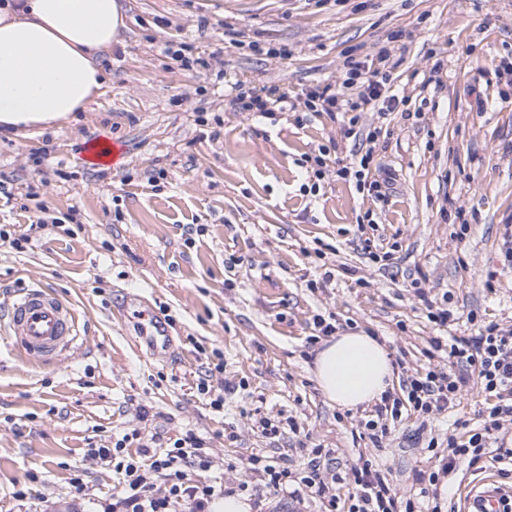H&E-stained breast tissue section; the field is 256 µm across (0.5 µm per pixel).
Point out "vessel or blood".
I'll return each instance as SVG.
<instances>
[{
  "label": "vessel or blood",
  "mask_w": 512,
  "mask_h": 512,
  "mask_svg": "<svg viewBox=\"0 0 512 512\" xmlns=\"http://www.w3.org/2000/svg\"><path fill=\"white\" fill-rule=\"evenodd\" d=\"M0 320L8 324V336L30 363L46 364L63 359L78 336L77 316L54 290L33 286L24 289L6 308ZM501 493L494 481L465 489L463 512H499Z\"/></svg>",
  "instance_id": "b4317fda"
}]
</instances>
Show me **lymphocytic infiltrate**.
Returning <instances> with one entry per match:
<instances>
[{"label": "lymphocytic infiltrate", "instance_id": "lymphocytic-infiltrate-1", "mask_svg": "<svg viewBox=\"0 0 512 512\" xmlns=\"http://www.w3.org/2000/svg\"><path fill=\"white\" fill-rule=\"evenodd\" d=\"M393 69L388 53L379 54L373 62L351 54L336 82L302 89L296 97L278 86L257 88L238 83L225 108L266 118L286 111L299 98L307 115H345V136L371 143L377 141L381 129L361 125L360 115L375 111L384 116L398 110L401 100L393 91ZM339 174L353 180L358 192L375 200L386 196L389 182L376 177L372 151L354 157ZM467 320L476 323L475 335L433 339L432 347L442 359V367L402 369L399 392L382 395L374 405L372 418L360 424V439L376 445L403 417L413 414L418 420L428 421L431 415L455 407L468 385L479 388L485 399L479 425L457 419L455 433L442 439L427 438L422 431H415V442L425 443L437 463L434 471L416 472L415 481L421 486L419 498L398 496L392 479L362 454L353 460L346 474H338L333 449L318 445L309 448L308 465L298 473L268 458L251 456L247 462L249 477L239 481L237 491L249 493L262 486L278 492L294 483L299 492L318 498L323 512H339L335 489L344 481L348 484L346 512H444L440 497L430 496L429 491L461 468L480 469L491 455L502 462V476L511 477L512 446L506 443L503 432L506 426H512V327L480 321L472 314ZM223 373L224 356L213 351L198 389L209 396V405L215 410L223 409L225 399L238 390L237 384L223 380ZM148 417V410H140V424ZM140 424L122 435L90 443L88 459L111 468L119 477L117 493L94 498L93 512H212V503L223 498L225 489L196 478L213 464L209 441L190 430L168 440L158 432L146 437Z\"/></svg>", "mask_w": 512, "mask_h": 512}]
</instances>
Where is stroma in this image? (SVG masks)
Here are the masks:
<instances>
[{
    "label": "stroma",
    "mask_w": 512,
    "mask_h": 512,
    "mask_svg": "<svg viewBox=\"0 0 512 512\" xmlns=\"http://www.w3.org/2000/svg\"><path fill=\"white\" fill-rule=\"evenodd\" d=\"M128 29L103 63L99 97L78 121L30 136L0 133V225L30 231L26 252L0 246V304L36 284L78 312V340L61 361L30 365L0 336V512H16L9 479L33 472L29 512H77L71 474L107 497L117 475L84 457L88 440L133 427L210 438L214 463L200 480H241L250 456L304 468L296 440L270 443L256 415L295 417L311 441L355 451L390 471L398 494L413 495L416 470L435 464L408 447L407 420L380 447L358 437L371 408L345 411L313 375L307 342L314 315H333L339 333L363 331L409 369L427 367L437 336H468V313L512 325V0H123ZM206 29H199L200 19ZM238 42H224L225 24ZM260 40L287 58L255 54ZM199 63L170 58L180 43ZM392 51L394 90L405 108L386 116L377 142L380 172L392 174L386 201L338 176L357 153L341 123L296 112L267 119L228 112L234 83L299 91L336 80L348 50ZM123 148L119 166L95 158L93 142ZM329 147L324 179L298 162ZM156 171L155 184L145 174ZM372 212L374 226L358 219ZM47 225L32 229L36 216ZM204 225L193 243L184 228ZM390 252L387 269L363 246ZM447 298L448 326L430 322L418 289ZM169 313V344L152 350L137 322L118 309ZM224 355V376L244 390L213 411L197 391L195 344ZM151 417L139 423V407ZM234 429L236 441L222 433Z\"/></svg>",
    "instance_id": "35a3bbf8"
}]
</instances>
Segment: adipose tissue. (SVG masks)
I'll return each mask as SVG.
<instances>
[{"label": "adipose tissue", "mask_w": 512, "mask_h": 512, "mask_svg": "<svg viewBox=\"0 0 512 512\" xmlns=\"http://www.w3.org/2000/svg\"><path fill=\"white\" fill-rule=\"evenodd\" d=\"M126 27L121 0H0V130H44L85 109L103 85L95 60ZM313 374L348 410L379 400L392 381L385 346L362 331L324 343Z\"/></svg>", "instance_id": "1"}]
</instances>
